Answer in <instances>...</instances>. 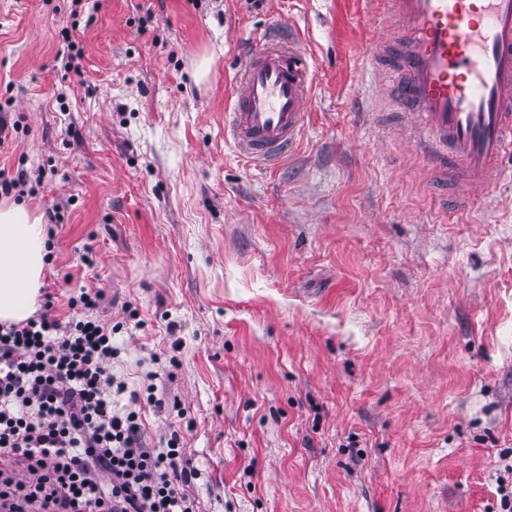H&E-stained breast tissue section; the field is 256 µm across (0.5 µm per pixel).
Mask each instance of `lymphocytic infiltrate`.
Segmentation results:
<instances>
[{"instance_id":"obj_1","label":"lymphocytic infiltrate","mask_w":512,"mask_h":512,"mask_svg":"<svg viewBox=\"0 0 512 512\" xmlns=\"http://www.w3.org/2000/svg\"><path fill=\"white\" fill-rule=\"evenodd\" d=\"M53 308L0 323V512H200L181 431L149 444L138 412L179 402L113 372L112 327Z\"/></svg>"}]
</instances>
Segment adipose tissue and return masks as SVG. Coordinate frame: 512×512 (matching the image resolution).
Here are the masks:
<instances>
[{"label":"adipose tissue","mask_w":512,"mask_h":512,"mask_svg":"<svg viewBox=\"0 0 512 512\" xmlns=\"http://www.w3.org/2000/svg\"><path fill=\"white\" fill-rule=\"evenodd\" d=\"M46 229L20 205L0 206V321L33 314L45 266Z\"/></svg>","instance_id":"adipose-tissue-1"}]
</instances>
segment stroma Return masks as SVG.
Segmentation results:
<instances>
[{
	"label": "stroma",
	"instance_id": "stroma-1",
	"mask_svg": "<svg viewBox=\"0 0 512 512\" xmlns=\"http://www.w3.org/2000/svg\"><path fill=\"white\" fill-rule=\"evenodd\" d=\"M0 0V171L64 217L41 287L120 323L201 512H503L512 495V184L451 200L381 96L386 0ZM291 27L310 108L277 166L224 138L237 70ZM80 54L64 68V28ZM210 71L196 79L201 60Z\"/></svg>",
	"mask_w": 512,
	"mask_h": 512
}]
</instances>
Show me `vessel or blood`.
Masks as SVG:
<instances>
[{"mask_svg": "<svg viewBox=\"0 0 512 512\" xmlns=\"http://www.w3.org/2000/svg\"><path fill=\"white\" fill-rule=\"evenodd\" d=\"M401 45L386 65L389 104L418 123L432 166L471 191L512 182V0H389ZM307 63L268 32L244 61L224 135L252 161L291 151L309 101Z\"/></svg>", "mask_w": 512, "mask_h": 512, "instance_id": "1", "label": "vessel or blood"}]
</instances>
